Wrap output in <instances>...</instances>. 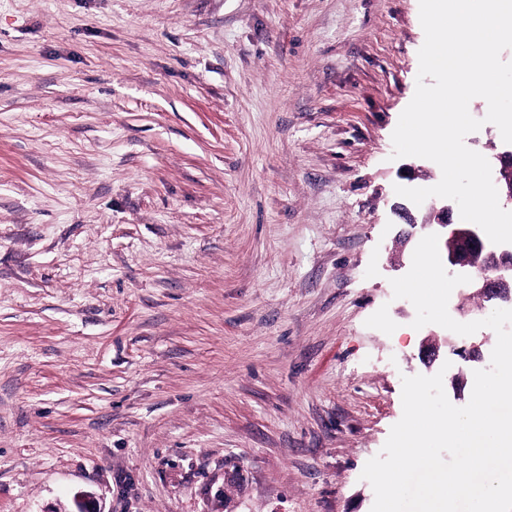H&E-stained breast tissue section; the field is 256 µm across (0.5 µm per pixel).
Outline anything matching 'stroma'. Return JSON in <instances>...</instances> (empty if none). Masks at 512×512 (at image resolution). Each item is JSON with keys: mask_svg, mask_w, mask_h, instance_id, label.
I'll list each match as a JSON object with an SVG mask.
<instances>
[{"mask_svg": "<svg viewBox=\"0 0 512 512\" xmlns=\"http://www.w3.org/2000/svg\"><path fill=\"white\" fill-rule=\"evenodd\" d=\"M423 42L419 0H0V512H371L402 376L466 405L496 343L390 284Z\"/></svg>", "mask_w": 512, "mask_h": 512, "instance_id": "1", "label": "stroma"}]
</instances>
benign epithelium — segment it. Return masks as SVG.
I'll list each match as a JSON object with an SVG mask.
<instances>
[{
    "instance_id": "benign-epithelium-1",
    "label": "benign epithelium",
    "mask_w": 512,
    "mask_h": 512,
    "mask_svg": "<svg viewBox=\"0 0 512 512\" xmlns=\"http://www.w3.org/2000/svg\"><path fill=\"white\" fill-rule=\"evenodd\" d=\"M428 210L431 219L419 225L408 207H394V212L406 223L441 236L450 265L481 270L474 280L479 294L488 300L512 304V249L497 252L490 247L479 226L452 223V208L447 204L438 207L432 203Z\"/></svg>"
}]
</instances>
